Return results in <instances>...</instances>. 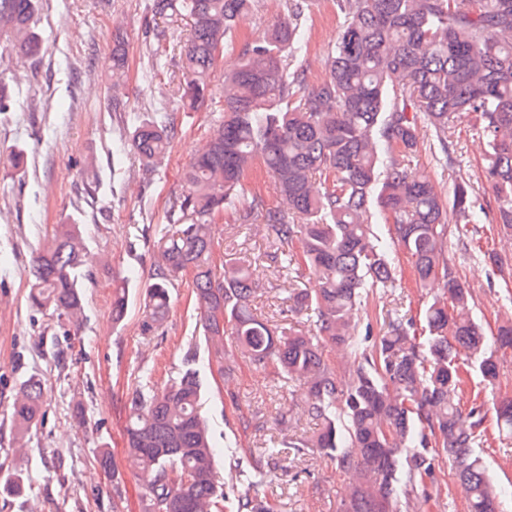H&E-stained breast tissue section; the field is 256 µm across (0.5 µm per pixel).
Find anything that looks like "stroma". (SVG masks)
Wrapping results in <instances>:
<instances>
[{
	"mask_svg": "<svg viewBox=\"0 0 512 512\" xmlns=\"http://www.w3.org/2000/svg\"><path fill=\"white\" fill-rule=\"evenodd\" d=\"M147 0H41L36 28L42 52L19 61L0 41V81L13 97L0 112V468L23 466L33 499L0 496V512H144L145 491L130 469L123 429L126 403L137 382L163 386L195 352L204 382L202 413L218 452L216 471L232 497L268 500L278 512H339L354 481L334 460L316 451L294 456L289 442L312 437L315 421L302 413V384L280 385L272 374L240 351L225 348L223 361L209 354L197 324L190 279L175 282L161 333H144L140 293L156 252L153 237L167 230V210L182 191L181 170L205 141L208 110L182 111L177 88L179 53L190 20L173 17L170 42L150 54L142 36ZM306 64L311 79L323 73V57L336 41L338 18L332 0H315ZM122 30L128 56L120 92L108 88L106 66L112 36ZM164 102L181 126L168 164L148 171L123 151L131 121L151 104ZM420 147L409 166L452 191L466 181L487 216L466 238L448 231V261L469 287L470 316L486 334L512 322V235L489 218L495 201L483 168L485 140L471 122L458 124L456 160L446 167L433 158L434 136L420 126ZM25 165L13 170L11 152ZM95 161L98 181L88 188L87 163ZM81 225L92 261L83 279L84 311L67 320L52 310L29 306L27 294L35 248L57 225ZM216 262H251L260 285L254 313L310 331L293 309L283 283L274 277V249L262 224L211 226ZM396 285L374 294L363 306L374 328L393 313L418 316L431 298L416 288L407 254L394 249ZM127 282L128 313L112 321V286ZM41 379L47 415L26 438L25 455L15 452L12 404L20 383ZM512 398V349L499 352L497 376L486 385L472 373L456 397L462 410ZM483 456L496 481L503 512H512V435L487 426ZM281 445L264 459L267 478L251 484L240 475L253 448ZM109 449L114 470L98 463ZM425 512H468L448 464H441Z\"/></svg>",
	"mask_w": 512,
	"mask_h": 512,
	"instance_id": "35a3bbf8",
	"label": "stroma"
}]
</instances>
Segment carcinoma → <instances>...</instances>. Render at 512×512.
Masks as SVG:
<instances>
[{
  "mask_svg": "<svg viewBox=\"0 0 512 512\" xmlns=\"http://www.w3.org/2000/svg\"><path fill=\"white\" fill-rule=\"evenodd\" d=\"M310 0H287L286 16L238 46L237 30L256 0H150L148 13H186L191 34L181 49L177 92L193 111L210 101L221 79L215 128L201 152L182 168L184 192L168 212L172 229L155 237L157 261L140 296L144 330L164 323L169 287L192 274V292L207 343L224 353L228 338L285 384L307 388L306 415L320 423L295 454L314 448L359 475L342 512H404L410 497L428 502L436 461L453 467L468 512H502L480 451L486 414L463 413L454 395L468 375L455 345L490 383L496 349L469 317L471 292L448 264V224L478 219L470 187L446 195L405 164L419 146V120L432 127L437 149L452 161L459 121L474 116L489 147L485 172L496 220L512 232V0H335L340 19L323 79L310 85L298 63L307 48ZM38 0H0V38L21 59L41 53L34 16ZM236 64L217 73L222 58ZM126 48L116 35L109 84L120 79ZM177 128L157 106L137 119L127 146L147 168L169 155ZM261 166L279 184L282 206L259 210L243 182ZM228 215L237 225L259 216L277 243L297 245L280 261L287 275L305 267L318 287L292 288L295 307L309 315L306 336L258 318L249 302L258 292L251 264L219 267L209 226ZM389 224L394 243L409 254L415 284L444 293L414 322L394 313L371 337L354 320L377 290L395 287L392 261L374 230ZM91 262L77 224H59L33 260L28 303L75 318L83 311L82 272ZM125 284L112 291V322L128 309ZM351 350L349 384L336 382L321 343ZM204 387L194 357L162 387L139 385L127 400V459L146 493L145 512H224L210 426L201 413ZM499 431L512 433V399L495 407ZM46 418L44 387L30 377L13 404L19 439ZM31 481L22 468L0 473V494L23 497Z\"/></svg>",
  "mask_w": 512,
  "mask_h": 512,
  "instance_id": "1",
  "label": "carcinoma"
}]
</instances>
